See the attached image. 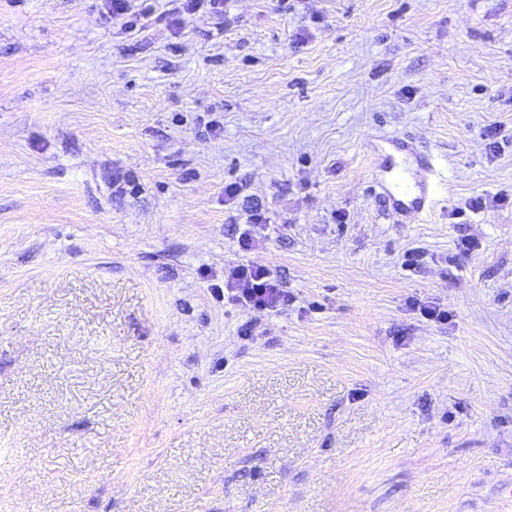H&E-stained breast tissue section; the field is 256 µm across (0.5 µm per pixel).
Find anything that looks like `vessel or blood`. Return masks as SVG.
<instances>
[{"mask_svg": "<svg viewBox=\"0 0 512 512\" xmlns=\"http://www.w3.org/2000/svg\"><path fill=\"white\" fill-rule=\"evenodd\" d=\"M389 143L403 156L385 155L378 165L377 186L387 211L408 219L430 210L443 182L432 153L418 150L397 136Z\"/></svg>", "mask_w": 512, "mask_h": 512, "instance_id": "b4317fda", "label": "vessel or blood"}]
</instances>
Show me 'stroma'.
Masks as SVG:
<instances>
[{"instance_id":"35a3bbf8","label":"stroma","mask_w":512,"mask_h":512,"mask_svg":"<svg viewBox=\"0 0 512 512\" xmlns=\"http://www.w3.org/2000/svg\"><path fill=\"white\" fill-rule=\"evenodd\" d=\"M391 134L446 177L426 218L374 191ZM251 262L288 306L213 293ZM507 482L512 0H0V512H512Z\"/></svg>"}]
</instances>
